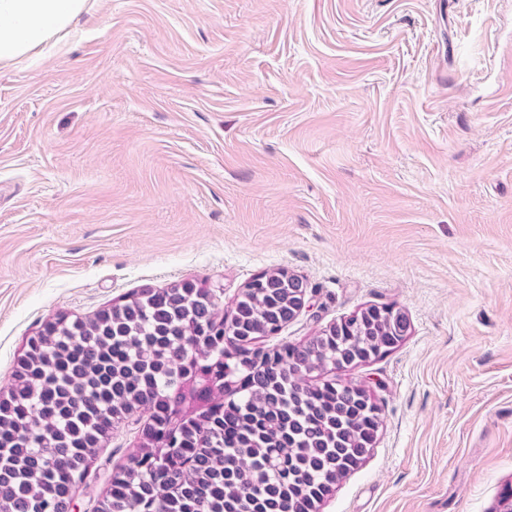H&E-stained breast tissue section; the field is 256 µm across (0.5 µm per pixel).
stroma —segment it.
I'll list each match as a JSON object with an SVG mask.
<instances>
[{
    "mask_svg": "<svg viewBox=\"0 0 512 512\" xmlns=\"http://www.w3.org/2000/svg\"><path fill=\"white\" fill-rule=\"evenodd\" d=\"M404 340L327 378L382 424L320 512H494L512 491V0H89L0 64V391L28 337L141 288L262 273ZM145 411L76 489L97 512Z\"/></svg>",
    "mask_w": 512,
    "mask_h": 512,
    "instance_id": "1",
    "label": "stroma"
}]
</instances>
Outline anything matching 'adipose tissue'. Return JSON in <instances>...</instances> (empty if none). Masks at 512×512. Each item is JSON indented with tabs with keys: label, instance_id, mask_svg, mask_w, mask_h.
<instances>
[{
	"label": "adipose tissue",
	"instance_id": "ef3b65f1",
	"mask_svg": "<svg viewBox=\"0 0 512 512\" xmlns=\"http://www.w3.org/2000/svg\"><path fill=\"white\" fill-rule=\"evenodd\" d=\"M87 0H0V62L27 54L69 26Z\"/></svg>",
	"mask_w": 512,
	"mask_h": 512
}]
</instances>
